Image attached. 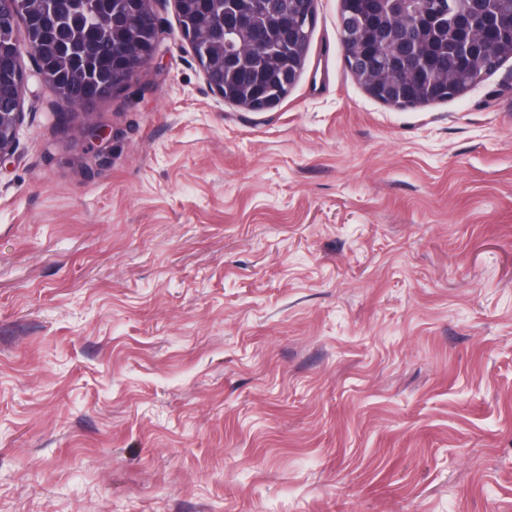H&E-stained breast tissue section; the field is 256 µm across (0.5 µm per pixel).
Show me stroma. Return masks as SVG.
Segmentation results:
<instances>
[{"instance_id": "stroma-1", "label": "stroma", "mask_w": 512, "mask_h": 512, "mask_svg": "<svg viewBox=\"0 0 512 512\" xmlns=\"http://www.w3.org/2000/svg\"><path fill=\"white\" fill-rule=\"evenodd\" d=\"M287 98L163 55L0 168V512H512V60L399 108L315 0ZM112 131L98 163L82 130Z\"/></svg>"}]
</instances>
